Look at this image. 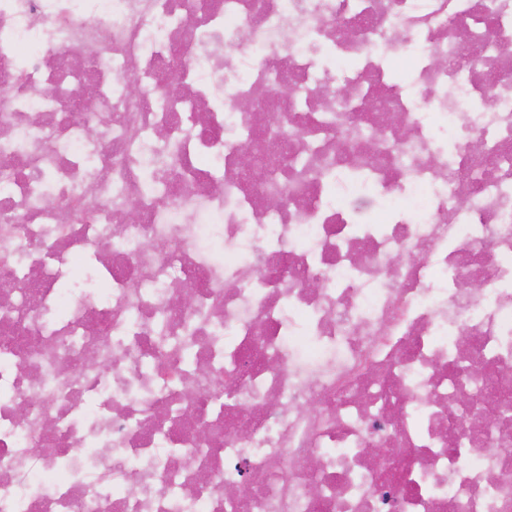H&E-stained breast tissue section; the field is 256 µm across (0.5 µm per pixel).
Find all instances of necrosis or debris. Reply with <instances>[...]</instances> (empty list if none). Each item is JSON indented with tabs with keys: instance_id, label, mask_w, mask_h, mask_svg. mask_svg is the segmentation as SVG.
Segmentation results:
<instances>
[{
	"instance_id": "obj_1",
	"label": "necrosis or debris",
	"mask_w": 512,
	"mask_h": 512,
	"mask_svg": "<svg viewBox=\"0 0 512 512\" xmlns=\"http://www.w3.org/2000/svg\"><path fill=\"white\" fill-rule=\"evenodd\" d=\"M0 512H512V0H0Z\"/></svg>"
}]
</instances>
